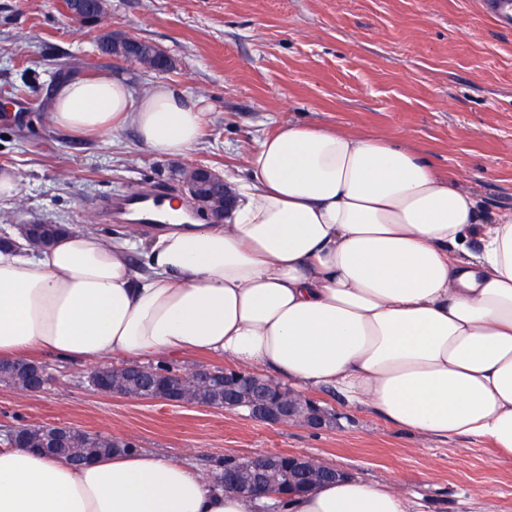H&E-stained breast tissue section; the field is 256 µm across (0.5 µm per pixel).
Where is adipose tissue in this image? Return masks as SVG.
<instances>
[{"mask_svg": "<svg viewBox=\"0 0 512 512\" xmlns=\"http://www.w3.org/2000/svg\"><path fill=\"white\" fill-rule=\"evenodd\" d=\"M51 122L133 127L154 154L198 141L199 100L134 93L112 73L57 84ZM222 224L151 242L70 229L0 244V360L32 349L88 364L185 352L326 388L415 434L512 455V212L486 215L465 171L385 132L281 123L248 159ZM146 246V263L131 253ZM410 512L397 485L346 478L277 502L215 487L144 450L76 466L0 443V512Z\"/></svg>", "mask_w": 512, "mask_h": 512, "instance_id": "obj_1", "label": "adipose tissue"}]
</instances>
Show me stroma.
Returning <instances> with one entry per match:
<instances>
[{
  "label": "stroma",
  "mask_w": 512,
  "mask_h": 512,
  "mask_svg": "<svg viewBox=\"0 0 512 512\" xmlns=\"http://www.w3.org/2000/svg\"><path fill=\"white\" fill-rule=\"evenodd\" d=\"M480 0H104L100 20L74 23L63 0H0V168L20 177V197L0 207V237L20 224L104 238L107 198L129 191L181 194L179 171L201 163L230 188L247 175L257 141L280 122L408 139L440 169L467 171L488 211L512 210V31ZM154 44L166 71L102 53L104 34ZM102 72L144 91L167 83L200 98L205 122L185 154H153L133 128L76 135L48 118L55 85ZM55 376L45 391L0 383V431L64 423L109 433L202 473L215 460L310 455L371 483L396 482L417 512H512V456L467 438L399 430L339 394L307 396L336 416L311 430L268 424L239 411L173 406L90 388L87 364L35 355Z\"/></svg>",
  "instance_id": "obj_1"
}]
</instances>
